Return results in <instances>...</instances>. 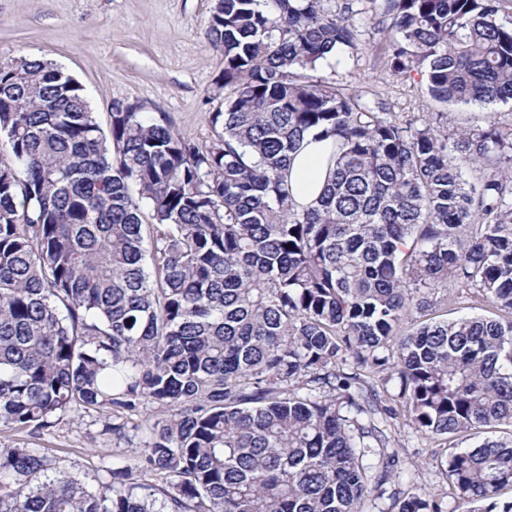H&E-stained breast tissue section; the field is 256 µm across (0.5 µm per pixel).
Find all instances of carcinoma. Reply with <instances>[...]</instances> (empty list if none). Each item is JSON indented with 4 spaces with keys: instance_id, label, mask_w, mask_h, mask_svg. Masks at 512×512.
I'll use <instances>...</instances> for the list:
<instances>
[{
    "instance_id": "obj_1",
    "label": "carcinoma",
    "mask_w": 512,
    "mask_h": 512,
    "mask_svg": "<svg viewBox=\"0 0 512 512\" xmlns=\"http://www.w3.org/2000/svg\"><path fill=\"white\" fill-rule=\"evenodd\" d=\"M325 2L215 0L229 93L204 148L134 103L106 134L58 65L0 66V426L95 410L127 441V413L164 412L96 487L0 448V512H364L400 468L395 403L428 439L512 428V123L417 124L315 78L358 50L353 0ZM382 2L394 74L446 107L512 103L503 0ZM308 133L335 168L298 211L283 173ZM450 283L495 315L427 316ZM444 463L464 512H512V433Z\"/></svg>"
}]
</instances>
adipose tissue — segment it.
<instances>
[{
    "label": "adipose tissue",
    "instance_id": "obj_1",
    "mask_svg": "<svg viewBox=\"0 0 512 512\" xmlns=\"http://www.w3.org/2000/svg\"><path fill=\"white\" fill-rule=\"evenodd\" d=\"M335 148L334 139L320 141L310 135L304 137L286 174L297 209L308 208L319 197L329 173L328 161Z\"/></svg>",
    "mask_w": 512,
    "mask_h": 512
}]
</instances>
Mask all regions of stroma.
<instances>
[{"mask_svg": "<svg viewBox=\"0 0 512 512\" xmlns=\"http://www.w3.org/2000/svg\"><path fill=\"white\" fill-rule=\"evenodd\" d=\"M214 0H0V65L41 58L61 66L84 88L101 128L115 103H138L165 113L175 132L199 146L209 144L211 116L223 111L215 81L224 57L204 37ZM357 54H338L318 65L316 77L361 91L374 106L400 116L426 117L438 106L419 75H394L385 58L389 20L368 0H354ZM103 415L69 413L37 438L0 427V446L28 442L58 457L89 484L107 470L134 465L131 446L102 432ZM401 446L403 471L388 493L366 503L365 512H392V493L424 490L452 505V487L436 458L442 441L421 438L406 420L392 432Z\"/></svg>", "mask_w": 512, "mask_h": 512, "instance_id": "1", "label": "stroma"}]
</instances>
